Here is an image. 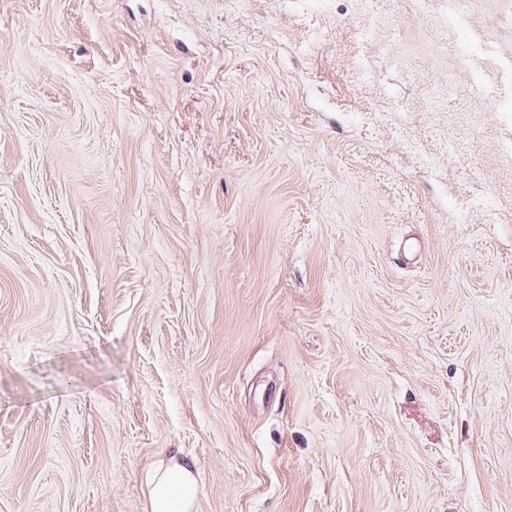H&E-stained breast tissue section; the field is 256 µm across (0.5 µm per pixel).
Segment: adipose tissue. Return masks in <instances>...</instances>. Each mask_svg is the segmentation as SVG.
Segmentation results:
<instances>
[{
    "instance_id": "adipose-tissue-1",
    "label": "adipose tissue",
    "mask_w": 512,
    "mask_h": 512,
    "mask_svg": "<svg viewBox=\"0 0 512 512\" xmlns=\"http://www.w3.org/2000/svg\"><path fill=\"white\" fill-rule=\"evenodd\" d=\"M147 512H191L198 496L194 464L186 459H161L146 477Z\"/></svg>"
}]
</instances>
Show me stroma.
<instances>
[{
	"instance_id": "35a3bbf8",
	"label": "stroma",
	"mask_w": 512,
	"mask_h": 512,
	"mask_svg": "<svg viewBox=\"0 0 512 512\" xmlns=\"http://www.w3.org/2000/svg\"><path fill=\"white\" fill-rule=\"evenodd\" d=\"M509 57L498 0H0V512L169 454L195 512H512Z\"/></svg>"
}]
</instances>
